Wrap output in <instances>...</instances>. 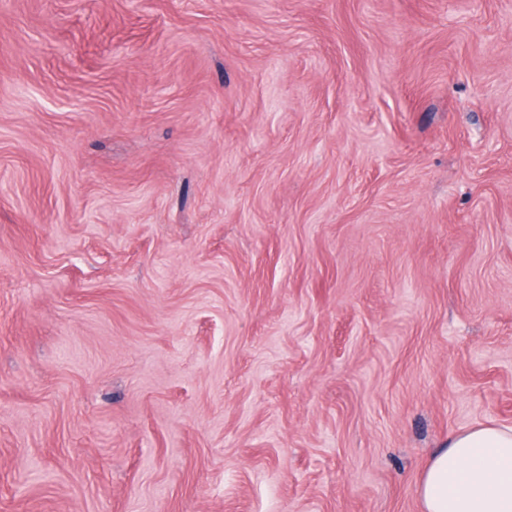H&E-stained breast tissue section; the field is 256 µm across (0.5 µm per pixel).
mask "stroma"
Returning <instances> with one entry per match:
<instances>
[{
    "instance_id": "obj_1",
    "label": "stroma",
    "mask_w": 512,
    "mask_h": 512,
    "mask_svg": "<svg viewBox=\"0 0 512 512\" xmlns=\"http://www.w3.org/2000/svg\"><path fill=\"white\" fill-rule=\"evenodd\" d=\"M512 426V0H0V512H422Z\"/></svg>"
}]
</instances>
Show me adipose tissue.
Here are the masks:
<instances>
[{
  "label": "adipose tissue",
  "mask_w": 512,
  "mask_h": 512,
  "mask_svg": "<svg viewBox=\"0 0 512 512\" xmlns=\"http://www.w3.org/2000/svg\"><path fill=\"white\" fill-rule=\"evenodd\" d=\"M418 495L423 512H512V427L486 424L450 436Z\"/></svg>",
  "instance_id": "obj_1"
}]
</instances>
